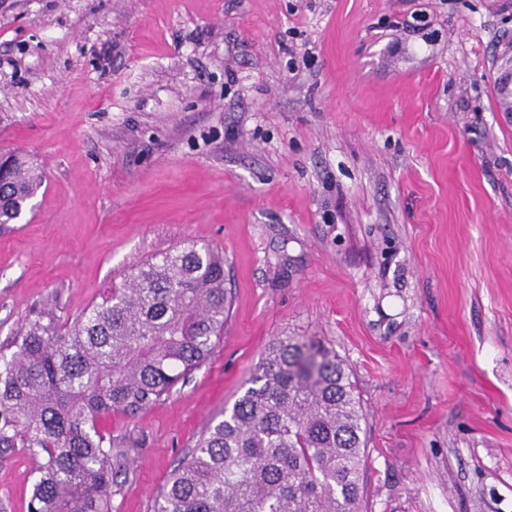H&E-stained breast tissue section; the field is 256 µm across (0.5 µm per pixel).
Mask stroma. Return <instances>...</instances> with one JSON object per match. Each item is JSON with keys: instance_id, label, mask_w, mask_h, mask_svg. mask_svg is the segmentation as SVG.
<instances>
[{"instance_id": "35a3bbf8", "label": "stroma", "mask_w": 512, "mask_h": 512, "mask_svg": "<svg viewBox=\"0 0 512 512\" xmlns=\"http://www.w3.org/2000/svg\"><path fill=\"white\" fill-rule=\"evenodd\" d=\"M512 0H0V148L46 180L0 225V351L194 240L234 294L211 356L101 427L112 512L157 490L268 345L344 360L361 512H512ZM0 446V512H28ZM495 68L497 70V84L502 94L512 98V40L506 49L498 53Z\"/></svg>"}]
</instances>
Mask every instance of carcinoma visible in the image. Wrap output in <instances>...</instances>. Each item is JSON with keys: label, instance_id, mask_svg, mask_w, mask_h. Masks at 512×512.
I'll list each match as a JSON object with an SVG mask.
<instances>
[{"label": "carcinoma", "instance_id": "cac0c4a2", "mask_svg": "<svg viewBox=\"0 0 512 512\" xmlns=\"http://www.w3.org/2000/svg\"><path fill=\"white\" fill-rule=\"evenodd\" d=\"M32 158L0 152V224L43 186ZM232 308L224 253L197 242L130 271L68 326L28 323L0 354V445L40 459L29 512H112L99 426L161 402L209 358ZM362 413L336 352L274 340L248 387L157 491L154 512H359Z\"/></svg>", "mask_w": 512, "mask_h": 512}]
</instances>
